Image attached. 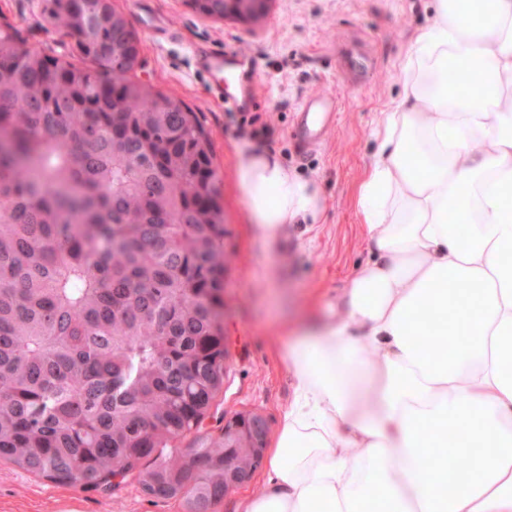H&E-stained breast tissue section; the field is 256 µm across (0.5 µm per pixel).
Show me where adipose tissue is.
Segmentation results:
<instances>
[{
    "mask_svg": "<svg viewBox=\"0 0 512 512\" xmlns=\"http://www.w3.org/2000/svg\"><path fill=\"white\" fill-rule=\"evenodd\" d=\"M402 72L359 191L373 256L286 350L293 398L237 512H512V0H435ZM237 178L266 232L322 212L275 154Z\"/></svg>",
    "mask_w": 512,
    "mask_h": 512,
    "instance_id": "adipose-tissue-1",
    "label": "adipose tissue"
}]
</instances>
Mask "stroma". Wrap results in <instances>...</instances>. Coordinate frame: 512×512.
Masks as SVG:
<instances>
[{"instance_id": "35a3bbf8", "label": "stroma", "mask_w": 512, "mask_h": 512, "mask_svg": "<svg viewBox=\"0 0 512 512\" xmlns=\"http://www.w3.org/2000/svg\"><path fill=\"white\" fill-rule=\"evenodd\" d=\"M141 39L136 75L199 112L210 133L213 167L224 207V336L229 357L224 389L198 431L181 448L216 439L224 421L259 413L270 432L292 399L278 354L287 337L338 318L335 302L367 255L358 197L371 165L375 131L402 92V65L420 30L431 23V0H275L255 25L214 20L183 0H113ZM20 27L27 45L70 55L48 0H0V22ZM206 43L241 52L257 66L256 89L240 112L224 109L207 90L193 55ZM335 99L323 144L302 151L293 136L308 97ZM261 146L298 176L316 181L319 223L291 224L267 241L251 223L237 182L238 149ZM184 500L146 495L140 477L111 495L37 478L0 464V512H186Z\"/></svg>"}]
</instances>
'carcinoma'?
<instances>
[{
  "instance_id": "1",
  "label": "carcinoma",
  "mask_w": 512,
  "mask_h": 512,
  "mask_svg": "<svg viewBox=\"0 0 512 512\" xmlns=\"http://www.w3.org/2000/svg\"><path fill=\"white\" fill-rule=\"evenodd\" d=\"M224 19L225 0H190ZM82 64L0 23V462L212 512L256 443H171L224 387V210L209 133L133 79L112 0H50Z\"/></svg>"
}]
</instances>
